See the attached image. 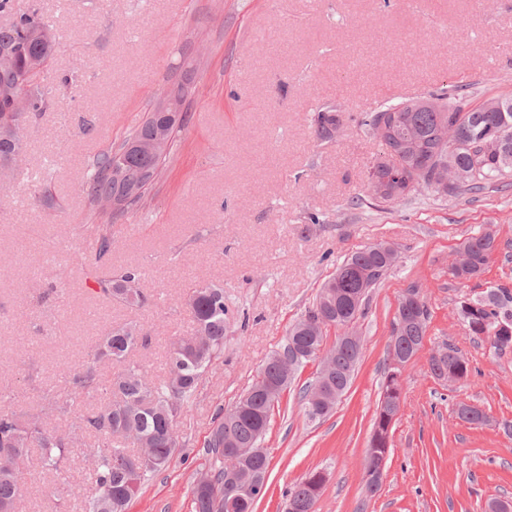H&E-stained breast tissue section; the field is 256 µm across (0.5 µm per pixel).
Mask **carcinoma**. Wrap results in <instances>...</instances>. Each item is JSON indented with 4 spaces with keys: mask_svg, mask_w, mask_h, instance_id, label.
Segmentation results:
<instances>
[{
    "mask_svg": "<svg viewBox=\"0 0 512 512\" xmlns=\"http://www.w3.org/2000/svg\"><path fill=\"white\" fill-rule=\"evenodd\" d=\"M46 28L38 10L17 16L9 25L0 27V48H9L13 58L0 64V89L18 85L29 59L55 55L58 42L44 43L33 34ZM22 90L30 101L29 118L33 119L50 105V97L43 82L32 81ZM394 113L398 122L395 133L403 135L410 128L417 134L422 146V164L431 166L442 156H448L455 167L469 172L466 183L449 193L460 191L479 192L486 185L505 178H512V163L503 165L494 160H473L470 153L457 147L449 150L435 140L436 113L427 111L420 100L412 99L384 109L366 113L363 125L374 130L381 113ZM341 121L336 106L326 103L318 112L316 136L328 140L327 130ZM163 116L150 112L137 128L125 139V144L116 150L102 153L89 169L86 186L91 199L100 195L123 194V186L112 178L115 158L125 160L124 170L134 179L144 169H156L159 162L153 158L130 152L126 144L150 135L154 129L166 123ZM465 243L471 248L470 267L462 274L452 272L461 282H470L482 276L498 250L496 233L484 232ZM112 255V231L104 224L96 242L95 263L103 266ZM384 256L364 246L351 252L336 273L323 283L312 308L305 317L288 329L286 345L307 351L324 342L325 329L336 326L361 314L369 292L388 276ZM140 275L134 268L119 274L110 272L96 278V294L128 307H142L147 298L139 288ZM419 288L411 285L398 298V307L393 323L399 328V342L391 345L390 355L408 361L422 348L430 323V312L426 304L413 305L407 294L417 293ZM189 296L195 332L176 340L180 347H171L167 356L168 372L160 381H144L141 366L130 359L132 352L149 346L151 337L133 324L111 326L92 343L86 352V361L68 371L70 392L60 398L45 392L40 398V411L29 423L16 411L0 408V512H15L22 496L20 464L29 449L39 450L41 472L60 473L68 464L72 448L71 436L91 435L96 465L88 472L93 493L82 500L81 512H125L129 503L138 495L145 477L163 470L176 448L178 435L177 418L195 396L203 377L213 360L224 353L226 330L224 287L210 284L191 289ZM457 313L470 334L494 352L512 348V285L499 283L487 288L475 284L470 293L463 295L456 304ZM328 319L325 327H310L317 316ZM335 353L334 369L327 387L348 390L354 377L361 351L336 339L332 348ZM282 351L275 352L258 377L272 383V394L257 390L258 382L243 393L232 409L211 432L205 443L208 465L204 467L210 475L205 485H193L194 512H253L255 503L264 497L263 479L269 466L268 452L263 442L275 403L295 376H286L279 364ZM102 363H118L121 369L106 382H101L97 366ZM429 368L433 378L448 379V375L460 374L468 377L469 362L460 352L445 344L429 357ZM394 369L386 367L380 385L379 402L373 418L372 430L365 450L368 468L365 475L376 472L383 460L385 450L374 445V440L384 439L392 427L388 418L390 394L394 383ZM102 392L100 404L87 413H77L84 398ZM73 415L68 431L49 430L44 419L60 415ZM147 438L152 444V454L146 460H138V453L129 451L138 437ZM229 457L238 459L242 468V479L251 484L250 492L241 498L230 500L224 493L225 461ZM322 488L300 482L290 492L287 512H315V505Z\"/></svg>",
    "mask_w": 512,
    "mask_h": 512,
    "instance_id": "1",
    "label": "carcinoma"
}]
</instances>
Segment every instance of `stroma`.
<instances>
[{
    "label": "stroma",
    "mask_w": 512,
    "mask_h": 512,
    "mask_svg": "<svg viewBox=\"0 0 512 512\" xmlns=\"http://www.w3.org/2000/svg\"><path fill=\"white\" fill-rule=\"evenodd\" d=\"M38 8L59 50L44 83L51 106L24 129V164L0 198V392L35 412L42 391L65 395L66 372L104 329L139 324L152 338L133 361L153 380L166 351L194 331L189 287L218 282L228 308L224 353L178 418L180 446L146 478L127 512H192L204 444L289 326L313 304L344 256L387 241L398 261L354 324L363 350L333 411L309 421L301 387L282 395L263 443L266 494L255 512H287L288 492L314 471L326 482L316 512H485L512 500V350L495 353L458 320L464 289L449 273L460 244L489 224L500 247L481 278L512 280V187L476 194L421 192L379 209L354 205L383 153L361 121L389 102L464 86L461 102L512 97V0H12ZM72 74L71 86L58 84ZM187 121L145 205L101 212L83 185L103 151L119 148L177 84ZM342 129L315 133L322 104ZM44 172L54 195L34 193ZM112 227V270L139 268L143 307L94 293L100 225ZM80 252L84 263L70 260ZM418 285L431 312L421 350L402 372L403 405L390 432L381 488L369 492L364 456L401 292ZM458 348L459 384L429 370L431 352ZM485 410L461 421L458 402ZM21 512H50L53 476L20 466Z\"/></svg>",
    "instance_id": "1"
}]
</instances>
